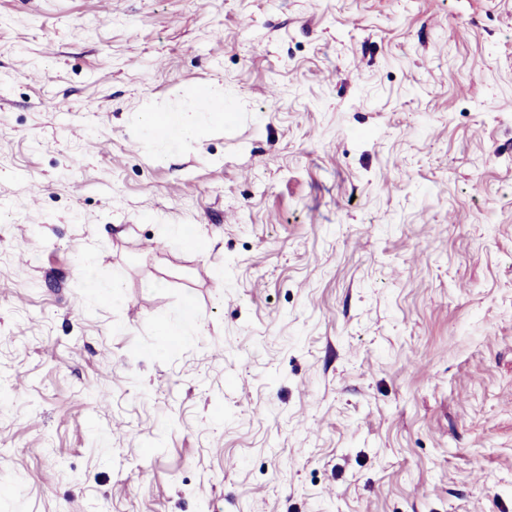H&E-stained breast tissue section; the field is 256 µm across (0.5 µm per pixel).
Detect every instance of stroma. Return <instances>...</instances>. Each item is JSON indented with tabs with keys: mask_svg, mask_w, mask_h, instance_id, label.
<instances>
[{
	"mask_svg": "<svg viewBox=\"0 0 512 512\" xmlns=\"http://www.w3.org/2000/svg\"><path fill=\"white\" fill-rule=\"evenodd\" d=\"M0 512H512V0H0ZM137 122L148 140L163 137L175 144H184L195 137L194 126L183 115L148 110L138 113ZM172 131L175 136H171Z\"/></svg>",
	"mask_w": 512,
	"mask_h": 512,
	"instance_id": "obj_1",
	"label": "stroma"
}]
</instances>
